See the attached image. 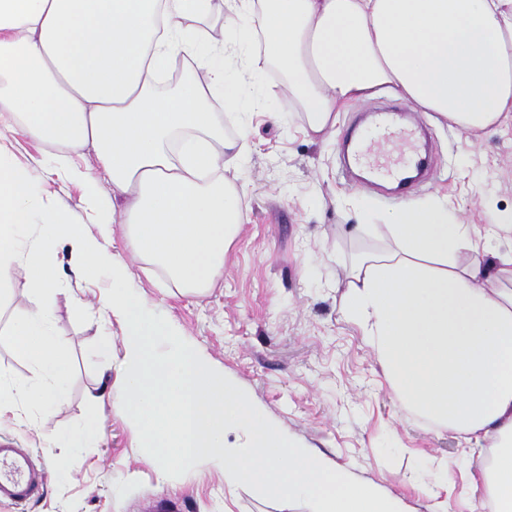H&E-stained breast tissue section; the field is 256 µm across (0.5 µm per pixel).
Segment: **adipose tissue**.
Listing matches in <instances>:
<instances>
[{"mask_svg":"<svg viewBox=\"0 0 512 512\" xmlns=\"http://www.w3.org/2000/svg\"><path fill=\"white\" fill-rule=\"evenodd\" d=\"M213 0H0V113L41 144L92 148L134 248L184 293L224 274L245 221L225 182L248 135H224L212 104L236 109L241 78L276 63V94L309 133L379 89L472 132L512 127V0H224V38L198 27ZM263 53L253 56L254 40ZM206 80L159 85L176 56ZM447 199L404 202L351 262L340 311L375 351L396 398L480 446L473 512H512V217L484 229Z\"/></svg>","mask_w":512,"mask_h":512,"instance_id":"1","label":"adipose tissue"}]
</instances>
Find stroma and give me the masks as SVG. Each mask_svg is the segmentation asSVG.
Masks as SVG:
<instances>
[{"label":"stroma","mask_w":512,"mask_h":512,"mask_svg":"<svg viewBox=\"0 0 512 512\" xmlns=\"http://www.w3.org/2000/svg\"><path fill=\"white\" fill-rule=\"evenodd\" d=\"M405 106L381 90L341 113L335 134L324 139L308 137L303 113L284 99L224 113L225 137L249 132L244 166L224 172L244 189L246 221L223 278L202 295L179 293L134 251L126 225L112 221L109 183L99 181L92 193L79 176L54 171L52 149L8 118L0 120V153L37 176L42 202L58 203L107 239L132 271L139 298L247 388L284 431L404 497L411 512H427L436 501L444 512H472L480 496L476 456H463L453 431L396 400L376 354L339 311L353 226L385 223L395 205L380 200L381 184L345 181L337 145L369 113ZM415 118L430 134L434 165L410 199L447 198L458 222L481 229L512 210V128L475 136L430 112ZM57 260L63 287L51 320L69 341L76 376L41 422L19 408L0 415V441L28 450L48 475L37 496L0 501V512H147L162 499L176 501L180 512H308L304 504L283 510L249 489L227 490L222 473L204 463L178 478L164 475L112 407L123 329L97 309L110 280L77 278L66 246ZM94 417L97 440L58 446L59 436Z\"/></svg>","instance_id":"stroma-1"}]
</instances>
